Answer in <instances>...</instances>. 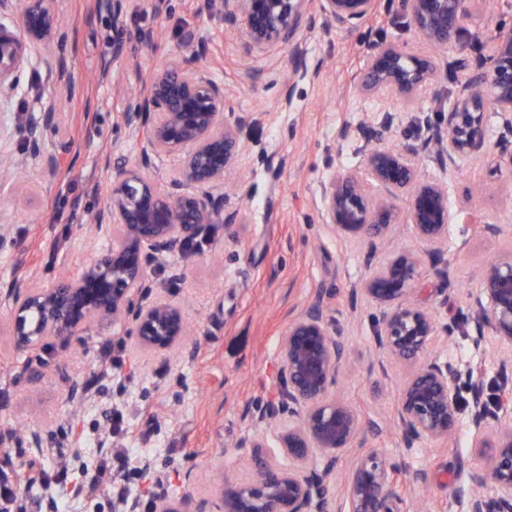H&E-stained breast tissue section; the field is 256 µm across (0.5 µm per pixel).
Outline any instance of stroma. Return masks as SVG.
<instances>
[{
  "instance_id": "1",
  "label": "stroma",
  "mask_w": 512,
  "mask_h": 512,
  "mask_svg": "<svg viewBox=\"0 0 512 512\" xmlns=\"http://www.w3.org/2000/svg\"><path fill=\"white\" fill-rule=\"evenodd\" d=\"M213 0H130L124 16L126 57L112 56V18L98 13L95 0H59L67 42L47 55L18 32V0L0 14V36L12 37L15 57L0 72V158L18 157L28 138L24 122L31 106L30 84L43 87V103L53 106L55 121L41 132L43 153L20 169L0 167V224L12 225L11 239L0 246V284L20 276L36 285L59 275H76L93 251L110 244L89 217L105 203L117 169L134 163L144 145L129 139L122 115L131 92L163 60L186 56L185 35L207 29L211 42L197 63L232 97L248 123L246 154L224 186L227 209L239 211L238 223L219 225L212 240L188 256H169L149 270L155 287L180 302L193 333L183 352L146 354L126 343L112 360L101 349L120 340L121 328L90 329L62 343L47 341L37 354L17 350L9 334L10 308L0 302V435L42 429L49 454L32 458L30 449L0 447V478L35 459L37 466L58 464L68 447L82 449L95 463L102 447L130 451V465L118 481L130 496L150 504L155 479L169 498L188 500L191 512H216L221 486L249 480V449L240 445L249 425L245 405H261L280 395V334L298 315L315 289H328L326 313L333 334L347 348L332 393L360 413L362 448H391L400 438L394 428L399 391L409 370L383 357L374 343L377 315L368 299L352 295L353 285L369 273L370 261L403 251L422 258V276L412 296L431 310L438 323L456 321L451 336H438L431 350L457 370L480 366L486 396L502 376L495 339L484 353L474 351L470 334L473 301L489 262L512 250V171L475 158L458 173L422 160L427 177L448 184L451 207L462 190L484 185L471 205L498 225L482 233L472 225L448 227L444 254L449 282L438 278L427 258L429 248L411 225L397 224L377 242L347 237L322 221L320 185L335 174L359 166V128L377 124L381 113L400 114L394 142L418 148V113L447 110L463 71L453 67L457 49L440 51L442 77L436 89L407 104L394 96L376 97L353 89V77L368 63L367 45L383 41L417 51L412 29L403 21L407 0H384L379 17L350 31L323 22L303 32V74L293 75L286 45L252 47L237 28L225 24ZM483 23L468 27L463 43L491 45L498 27L512 24V0H481ZM159 33L152 45L138 39L143 29ZM70 73L75 87L68 97L55 94L57 69ZM291 95H284V88ZM111 164L98 165L102 154ZM118 384L123 398L116 408L127 432L106 433L97 404L72 414L68 383ZM468 414H460L450 445L417 444L410 469L424 472L422 488L431 512H464L452 489L490 484L474 479L488 468V456L470 448ZM153 460L157 472L143 470ZM194 470V483L184 479Z\"/></svg>"
}]
</instances>
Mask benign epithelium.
Listing matches in <instances>:
<instances>
[{
  "label": "benign epithelium",
  "mask_w": 512,
  "mask_h": 512,
  "mask_svg": "<svg viewBox=\"0 0 512 512\" xmlns=\"http://www.w3.org/2000/svg\"><path fill=\"white\" fill-rule=\"evenodd\" d=\"M126 0H99L112 10V58L126 55L123 16ZM478 0H409L407 25L427 52L407 54L391 43L369 44V61L353 84L358 93H395L406 103L423 96L439 75L435 52L457 42L471 21ZM381 0H224V22L239 27L251 46L288 44L293 62L305 54L299 33L317 17L339 28H353L378 14ZM23 37L34 46L61 48L57 0H26L21 19ZM209 32L188 35L192 56L207 51ZM448 115L440 122L423 120L421 150L439 168L455 172L486 147V112L498 115L507 138L490 154L499 168H512V26L497 29L486 55L466 65ZM39 108L26 114L30 134L23 156L8 162L19 167L41 155L40 130L51 125L54 112L41 107L43 91L30 88ZM128 135L147 144L134 164L113 178L104 206L93 216L101 231L116 224L118 239L94 252L82 271L49 287L24 278L0 290L12 312L10 336L22 351L48 340H68L89 328L120 325L138 350L162 354L182 348L186 315L181 304L153 292L148 270L170 254L205 235L213 224H234L238 213L224 208V178L247 152L242 137L247 118L236 116L230 98L186 59L163 62L122 116ZM396 115L384 112L365 139L361 167L334 175L321 184L324 223L344 235L380 237L405 220L416 238L434 247L431 267L450 283L448 264L438 246L447 240L453 215L448 183L422 174L418 153L385 145ZM176 155L180 177L162 188L148 176L155 159ZM408 201L406 210L397 200ZM422 276L421 262L411 251L400 252L353 289L379 309L375 341L388 358L411 366L397 412L402 438L393 450H357L353 443L362 423L356 408L331 396L346 356L326 315V291L318 288L307 307L288 320L279 344L282 395L260 407L244 410L252 432L242 444L252 449L254 478L220 491L218 512H331L327 485L338 460L353 453L344 482L343 503L336 512H398L408 488L423 484L424 473L405 463L417 442L446 444L461 409L473 428L471 447L490 450L491 496L469 492L466 512H512V381L498 388V403L485 398L482 373L470 367L465 376L439 355L423 358L435 337L453 335L456 324L438 325L418 303H406ZM474 349L486 335L512 347V254L495 259L486 271L474 303ZM465 379L469 399L461 396ZM68 399L82 405L95 399L105 409L101 390L74 381ZM33 450L24 465L50 451L38 428L23 436L0 437ZM273 446L277 453L261 449ZM152 512H188L159 491Z\"/></svg>",
  "instance_id": "1"
}]
</instances>
